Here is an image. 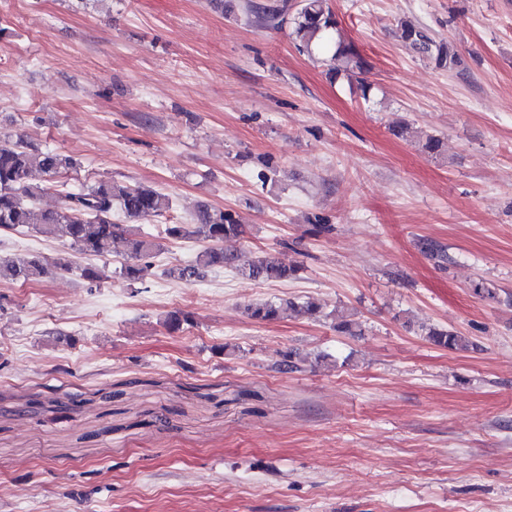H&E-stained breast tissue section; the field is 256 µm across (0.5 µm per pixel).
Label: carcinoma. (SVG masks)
Wrapping results in <instances>:
<instances>
[{"instance_id": "carcinoma-1", "label": "carcinoma", "mask_w": 512, "mask_h": 512, "mask_svg": "<svg viewBox=\"0 0 512 512\" xmlns=\"http://www.w3.org/2000/svg\"><path fill=\"white\" fill-rule=\"evenodd\" d=\"M293 24L295 39L308 50L327 41L330 32L336 29L337 20L326 0H300ZM400 31L401 38L437 68L452 71L458 66L456 53L447 43L432 37L427 29L404 21ZM331 59L341 63L332 69L336 76L365 66L360 53L341 42L334 45ZM74 165L71 157L21 138L0 140V231L31 225L44 236L70 243L82 255L105 256L111 252L115 238L129 233L128 228L112 222V211L119 210L132 219L149 220L170 208L169 198L153 188L112 180H100L82 192L66 195L65 205L59 210L35 208L34 200ZM242 233V225L231 213L208 205L199 208L191 224L165 225L164 234L171 239L195 238L204 243L194 261L171 266L168 275L192 282L207 268L232 263L241 276L251 280L286 281L296 277L299 268L284 264L272 252L245 261L225 254L224 241ZM128 251L131 262L124 266V276L145 279L151 274L152 259L160 251V244L156 238L136 232L128 239ZM49 267V262L40 257L1 260L0 279L33 282L46 276ZM317 311L312 302L299 304L290 300L279 305L263 303L247 307L248 315L258 321H273L287 312L313 316ZM427 336L435 345L453 351L473 347L469 337L455 330L430 328Z\"/></svg>"}]
</instances>
